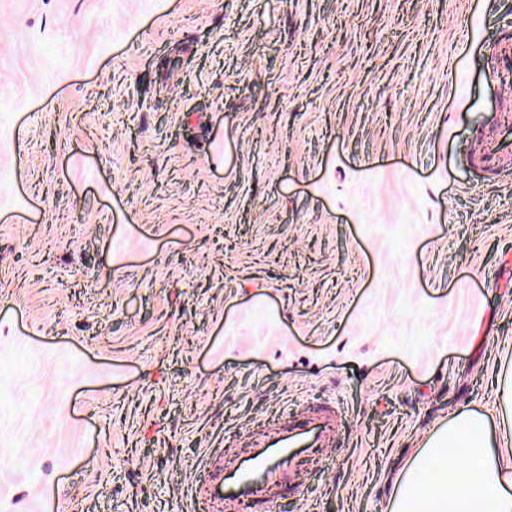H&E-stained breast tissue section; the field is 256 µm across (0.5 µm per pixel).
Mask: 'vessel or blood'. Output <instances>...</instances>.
<instances>
[{
  "label": "vessel or blood",
  "instance_id": "b4317fda",
  "mask_svg": "<svg viewBox=\"0 0 512 512\" xmlns=\"http://www.w3.org/2000/svg\"><path fill=\"white\" fill-rule=\"evenodd\" d=\"M492 77L505 88H512V48L503 47L491 70ZM336 426L328 411H305L286 423L268 427L249 445L247 451H224V477L208 487L206 494L232 508L253 503L263 478L266 487L279 486L285 475H300L301 464L319 462L334 441Z\"/></svg>",
  "mask_w": 512,
  "mask_h": 512
}]
</instances>
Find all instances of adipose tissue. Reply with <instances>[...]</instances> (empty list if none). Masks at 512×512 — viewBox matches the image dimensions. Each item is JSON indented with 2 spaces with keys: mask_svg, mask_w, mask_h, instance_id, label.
<instances>
[{
  "mask_svg": "<svg viewBox=\"0 0 512 512\" xmlns=\"http://www.w3.org/2000/svg\"><path fill=\"white\" fill-rule=\"evenodd\" d=\"M450 449L464 457V468L418 480V473L431 470ZM392 512H512V459L498 438L489 436L484 415L461 412L429 440L409 468Z\"/></svg>",
  "mask_w": 512,
  "mask_h": 512,
  "instance_id": "1",
  "label": "adipose tissue"
}]
</instances>
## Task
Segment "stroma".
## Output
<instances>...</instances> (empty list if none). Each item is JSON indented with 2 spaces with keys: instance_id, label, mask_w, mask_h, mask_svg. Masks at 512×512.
<instances>
[{
  "instance_id": "35a3bbf8",
  "label": "stroma",
  "mask_w": 512,
  "mask_h": 512,
  "mask_svg": "<svg viewBox=\"0 0 512 512\" xmlns=\"http://www.w3.org/2000/svg\"><path fill=\"white\" fill-rule=\"evenodd\" d=\"M512 0H0V512H388L512 376ZM492 77L505 88H512V48L504 46L491 70ZM334 418L328 411L297 413L287 423L273 424L256 437L247 451L224 449V477L210 485L206 495L226 509L251 504L261 491L255 480L262 475L265 487H278L284 476H300L301 463L319 462L334 442Z\"/></svg>"
}]
</instances>
